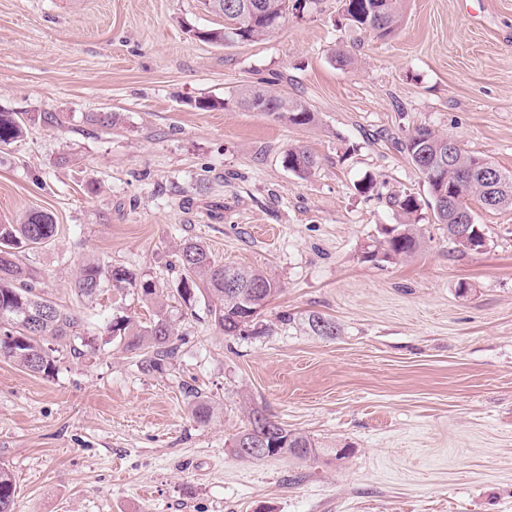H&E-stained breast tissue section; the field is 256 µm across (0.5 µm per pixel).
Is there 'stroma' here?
Here are the masks:
<instances>
[{
	"instance_id": "1",
	"label": "stroma",
	"mask_w": 512,
	"mask_h": 512,
	"mask_svg": "<svg viewBox=\"0 0 512 512\" xmlns=\"http://www.w3.org/2000/svg\"><path fill=\"white\" fill-rule=\"evenodd\" d=\"M339 15L340 0H306L263 40L222 47L187 32L224 22L199 0H0V109L56 116L0 150V223L53 214L56 237L28 262L94 340L61 348L50 378L0 357L16 512H512V208L471 202L489 234L480 253L458 251L426 209L411 258L362 257L404 221L390 196L427 198L390 137L429 126L512 171V0H405L386 39ZM341 48L354 66L335 61ZM273 73L314 122L230 103ZM203 98L228 104L196 108ZM97 112L120 120L94 125ZM295 146L321 160L310 179L283 163ZM369 174L366 196L355 186ZM187 239L277 284L264 334L224 335L205 302L178 297ZM88 261L163 295L82 299ZM313 312L338 336L310 333ZM160 313L178 352L148 372L105 324ZM189 385L217 407L210 424L193 419ZM252 407L351 452L240 460L232 440Z\"/></svg>"
}]
</instances>
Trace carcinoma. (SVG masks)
Wrapping results in <instances>:
<instances>
[{"instance_id":"cac0c4a2","label":"carcinoma","mask_w":512,"mask_h":512,"mask_svg":"<svg viewBox=\"0 0 512 512\" xmlns=\"http://www.w3.org/2000/svg\"><path fill=\"white\" fill-rule=\"evenodd\" d=\"M341 18L345 25L379 38L393 35L402 19L403 0H341ZM290 0H210V8L224 15V21H238V42H255L272 30L273 21L284 22ZM226 26L191 28L197 39L219 46L226 45ZM269 79L236 90L231 99L239 107L253 111L265 108V115L295 125L315 120L303 101L274 93L266 88ZM49 112L25 113L0 111V146H9L24 136L27 125L51 123ZM449 134L419 126L402 137L392 139L393 148L403 154L421 174L427 191V205L434 223L448 232V240L461 251H478L488 240L483 225L473 223L467 232L457 229L448 218L447 196L464 191L467 200L476 199L490 209L512 208V171H503L482 156L456 148L452 161L440 157L441 146ZM285 166L299 178L310 177L319 168L317 156L305 147L288 149ZM391 204L404 213L408 221L383 230L384 240L366 252L365 259L393 262L414 255L421 245L418 212L420 201L411 194L393 197ZM57 224L46 210L27 212L17 224H0V356L27 371L50 377L56 370L54 352L65 344L73 352L78 346L90 347L93 340L80 335V319L71 311L45 296L36 287L37 275L26 262V254L54 240ZM180 278L177 293L189 301L200 292L208 299L213 325L226 336H249L263 308L278 288L262 271L226 264L216 259L201 242L188 240L179 251ZM121 290L136 288L147 300L158 296L157 284L125 267L105 268L93 261L81 266L75 282L79 296L96 297L105 282ZM303 323L315 336L338 335L336 322L320 314H310ZM111 341L122 350L139 357L147 371H160L172 360L178 346V332L162 314L148 325H140L128 316H117L106 325ZM193 418L206 424L216 408L208 397L196 389L188 391ZM250 425L241 434L264 438L276 455L308 459L318 455L317 443L307 435L290 430L258 408L249 410ZM15 483L11 472L0 466V512H14Z\"/></svg>"}]
</instances>
